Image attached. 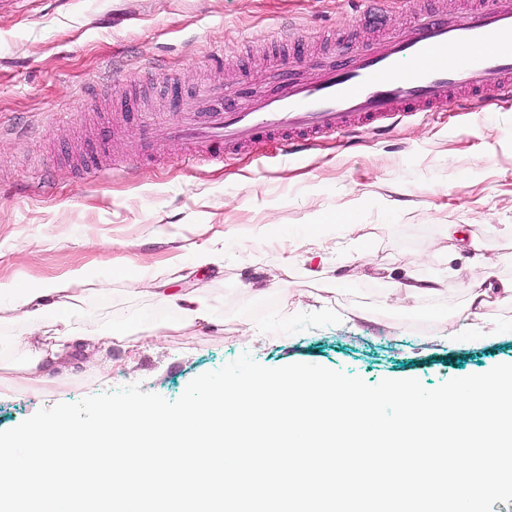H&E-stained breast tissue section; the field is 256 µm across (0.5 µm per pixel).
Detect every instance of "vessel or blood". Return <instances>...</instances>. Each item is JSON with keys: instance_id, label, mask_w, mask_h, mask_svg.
Returning a JSON list of instances; mask_svg holds the SVG:
<instances>
[{"instance_id": "1", "label": "vessel or blood", "mask_w": 512, "mask_h": 512, "mask_svg": "<svg viewBox=\"0 0 512 512\" xmlns=\"http://www.w3.org/2000/svg\"><path fill=\"white\" fill-rule=\"evenodd\" d=\"M407 6L413 17L403 29L377 36L345 63L329 59L291 76L273 93L247 94L228 107L223 86L213 85L177 100L175 111L143 112V127L159 132L151 150L163 153L176 140L188 161L220 162L275 137L294 153L327 136L379 131L451 103L482 108L512 96V0H468L465 10L432 13L416 0ZM126 162L99 149L80 167L92 176Z\"/></svg>"}]
</instances>
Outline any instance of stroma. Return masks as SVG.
Instances as JSON below:
<instances>
[{
  "label": "stroma",
  "mask_w": 512,
  "mask_h": 512,
  "mask_svg": "<svg viewBox=\"0 0 512 512\" xmlns=\"http://www.w3.org/2000/svg\"><path fill=\"white\" fill-rule=\"evenodd\" d=\"M294 22L289 69L322 60L323 33L344 50L374 27L410 21L403 0H16L0 8V281L34 286L75 272L98 286L80 321L121 341L78 347L29 372L12 349L21 312L0 313V431L42 408L127 384L174 400L243 352L267 367L301 362L375 385L428 388L512 363V296L481 313L487 339L456 337L477 281L512 282V97L475 111L405 118L390 133L339 136L286 154L280 141L199 166L168 143L138 161V130L90 124L91 93L131 99L142 81L196 93L223 84L232 104L267 70L264 33ZM116 139L134 165L86 178L70 164L82 129ZM457 225L449 244L446 227ZM217 250L195 266L193 249ZM180 272L167 292L210 298L216 323L188 324L145 280ZM438 289L398 302L422 278ZM160 341H150L155 327Z\"/></svg>",
  "instance_id": "1"
}]
</instances>
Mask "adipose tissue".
<instances>
[{"mask_svg": "<svg viewBox=\"0 0 512 512\" xmlns=\"http://www.w3.org/2000/svg\"><path fill=\"white\" fill-rule=\"evenodd\" d=\"M84 285L76 275L48 280L36 287L0 282V298H8L11 309L24 311L28 320L29 335L15 337L13 343L27 355L29 369L57 359L72 345L112 340L111 326H90L76 319L69 299L74 289Z\"/></svg>", "mask_w": 512, "mask_h": 512, "instance_id": "1", "label": "adipose tissue"}]
</instances>
